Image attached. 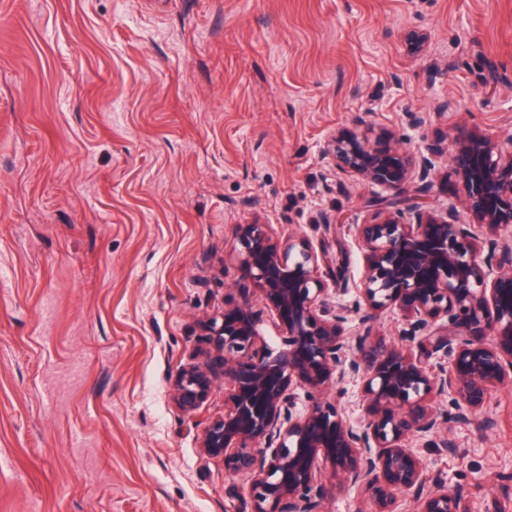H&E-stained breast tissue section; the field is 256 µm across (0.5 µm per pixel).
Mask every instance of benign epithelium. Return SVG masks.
I'll use <instances>...</instances> for the list:
<instances>
[{
    "mask_svg": "<svg viewBox=\"0 0 512 512\" xmlns=\"http://www.w3.org/2000/svg\"><path fill=\"white\" fill-rule=\"evenodd\" d=\"M456 150L468 157L466 220L455 208L439 216L418 201L433 187L430 158L349 130L324 146L339 171L392 193L378 201L373 222L354 225L365 261L355 310L369 309L354 331L348 311L323 300L328 284L305 235L281 239L268 224L236 226L243 276L224 312L204 323L205 360L179 369L171 399L194 412L224 378V414L201 422L200 448L246 485L250 509L242 512H320L329 497L351 490L367 495L372 512H397L400 494L413 512H470L462 490L427 485L423 460L406 445L430 436L448 450L449 417L432 399L453 396L454 419L469 421L487 393L512 378V250L497 255L493 238L512 223V161L500 163V145L483 136L458 139ZM411 181L414 194L406 192ZM474 225L491 235L488 249ZM255 294L277 319V350L258 328ZM388 307L399 312L403 336L445 362L373 340V312ZM355 377L367 406L352 423L317 395ZM298 388L310 399L303 412Z\"/></svg>",
    "mask_w": 512,
    "mask_h": 512,
    "instance_id": "obj_1",
    "label": "benign epithelium"
}]
</instances>
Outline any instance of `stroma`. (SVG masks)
<instances>
[{"label": "stroma", "mask_w": 512, "mask_h": 512, "mask_svg": "<svg viewBox=\"0 0 512 512\" xmlns=\"http://www.w3.org/2000/svg\"><path fill=\"white\" fill-rule=\"evenodd\" d=\"M361 112L461 206L455 139L512 138V0H0V512H239L223 382L185 415L170 379L239 224L305 234L358 327L382 190L321 151ZM448 440L410 439L428 479L512 512V385Z\"/></svg>", "instance_id": "obj_1"}]
</instances>
